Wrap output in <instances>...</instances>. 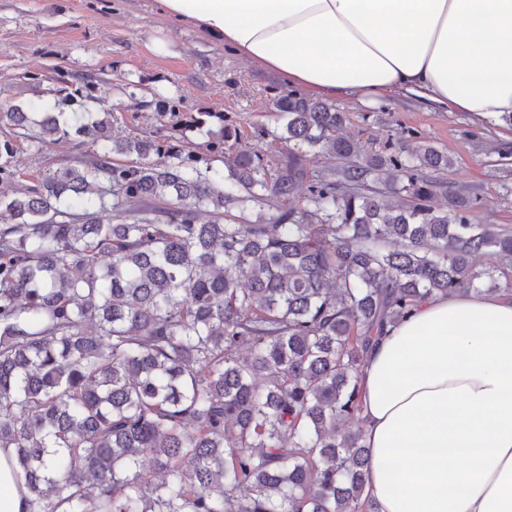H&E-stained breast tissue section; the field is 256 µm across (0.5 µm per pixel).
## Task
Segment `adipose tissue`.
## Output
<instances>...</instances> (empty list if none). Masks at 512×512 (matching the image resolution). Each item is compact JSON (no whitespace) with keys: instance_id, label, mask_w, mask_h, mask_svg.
Segmentation results:
<instances>
[{"instance_id":"obj_1","label":"adipose tissue","mask_w":512,"mask_h":512,"mask_svg":"<svg viewBox=\"0 0 512 512\" xmlns=\"http://www.w3.org/2000/svg\"><path fill=\"white\" fill-rule=\"evenodd\" d=\"M323 97L403 94L512 114V0H159ZM377 512H512V297L438 296L388 326L361 372ZM0 448V512H26Z\"/></svg>"}]
</instances>
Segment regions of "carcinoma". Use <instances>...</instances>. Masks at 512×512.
<instances>
[{"label": "carcinoma", "instance_id": "1", "mask_svg": "<svg viewBox=\"0 0 512 512\" xmlns=\"http://www.w3.org/2000/svg\"><path fill=\"white\" fill-rule=\"evenodd\" d=\"M97 99L85 78L37 112L0 101L17 137L102 146L0 195V448L28 512H376L363 428L342 429L367 353L430 298L511 295L512 227L473 223L433 177L445 153H364L346 113L295 90L273 97V161L235 149L222 112L162 105L154 134L115 138ZM212 119L211 158L179 148Z\"/></svg>", "mask_w": 512, "mask_h": 512}]
</instances>
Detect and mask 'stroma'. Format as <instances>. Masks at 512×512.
<instances>
[{
  "mask_svg": "<svg viewBox=\"0 0 512 512\" xmlns=\"http://www.w3.org/2000/svg\"><path fill=\"white\" fill-rule=\"evenodd\" d=\"M43 88L93 78L98 108L112 112L116 136H147L158 100L180 102L181 115L221 112L240 125V148L279 155L281 123L272 115L274 95L286 90L278 74L227 51L198 27L166 18L158 0H0V100L29 105L28 77ZM346 112V136L381 152L402 131L448 153L441 179L449 190L475 200L476 221L512 225V134L463 112H443L414 98L394 95L371 103L335 98ZM262 124L264 137L252 134ZM17 182L30 175L93 159L84 138L35 148L14 142Z\"/></svg>",
  "mask_w": 512,
  "mask_h": 512,
  "instance_id": "35a3bbf8",
  "label": "stroma"
}]
</instances>
